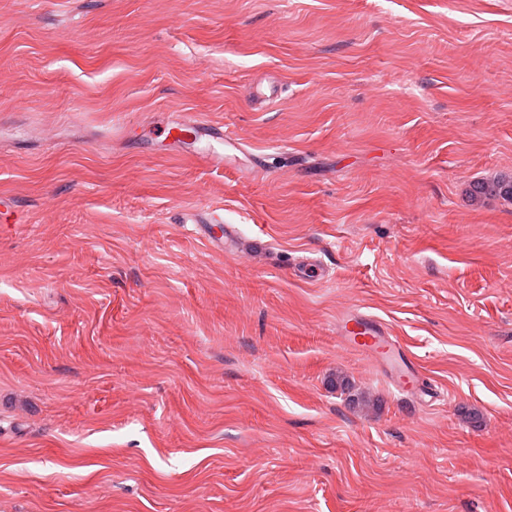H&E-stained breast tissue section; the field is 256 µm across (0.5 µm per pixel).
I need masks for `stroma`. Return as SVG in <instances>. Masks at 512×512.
Here are the masks:
<instances>
[{"instance_id": "stroma-1", "label": "stroma", "mask_w": 512, "mask_h": 512, "mask_svg": "<svg viewBox=\"0 0 512 512\" xmlns=\"http://www.w3.org/2000/svg\"><path fill=\"white\" fill-rule=\"evenodd\" d=\"M500 173L512 0H0V512H512ZM207 124L196 113H183L178 119L165 123L162 134L165 141L178 145L191 144L202 133ZM508 183V190L503 192L504 185ZM470 195L474 199L483 197H499L512 201V177L500 175L491 181H479L471 186ZM339 329L343 343L352 350L373 352L386 361L399 358L406 369L403 386H413L416 379L415 366L403 346L394 343L392 336H389L388 327L383 322L360 313H352L345 316Z\"/></svg>"}]
</instances>
